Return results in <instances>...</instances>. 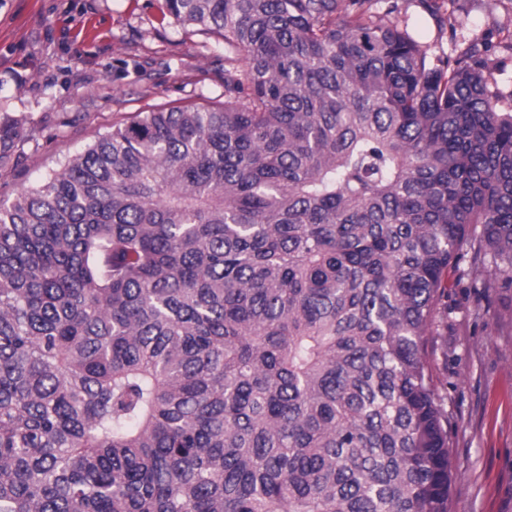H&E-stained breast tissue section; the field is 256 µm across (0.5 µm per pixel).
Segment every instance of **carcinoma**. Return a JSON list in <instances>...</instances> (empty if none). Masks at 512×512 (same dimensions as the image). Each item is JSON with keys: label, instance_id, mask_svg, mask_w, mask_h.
Instances as JSON below:
<instances>
[{"label": "carcinoma", "instance_id": "carcinoma-1", "mask_svg": "<svg viewBox=\"0 0 512 512\" xmlns=\"http://www.w3.org/2000/svg\"><path fill=\"white\" fill-rule=\"evenodd\" d=\"M378 2L164 0L224 106L0 200V512H449L427 344L512 272V112Z\"/></svg>", "mask_w": 512, "mask_h": 512}]
</instances>
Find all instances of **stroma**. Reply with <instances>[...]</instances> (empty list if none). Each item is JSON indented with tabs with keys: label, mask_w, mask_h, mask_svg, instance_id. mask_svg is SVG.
<instances>
[{
	"label": "stroma",
	"mask_w": 512,
	"mask_h": 512,
	"mask_svg": "<svg viewBox=\"0 0 512 512\" xmlns=\"http://www.w3.org/2000/svg\"><path fill=\"white\" fill-rule=\"evenodd\" d=\"M437 2L472 27L449 41L398 0L402 26L441 59L477 46L512 111V0ZM223 103V45L163 17L162 0H0V116L33 126L18 163L0 167L2 200L138 112ZM444 283L448 333L428 350L448 412L449 512H512V288L471 287L459 266Z\"/></svg>",
	"instance_id": "obj_1"
}]
</instances>
